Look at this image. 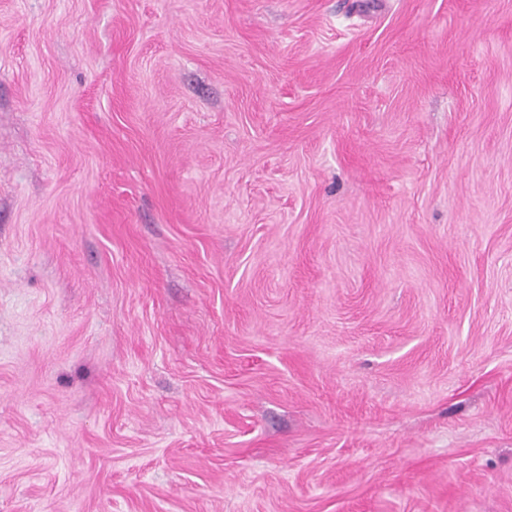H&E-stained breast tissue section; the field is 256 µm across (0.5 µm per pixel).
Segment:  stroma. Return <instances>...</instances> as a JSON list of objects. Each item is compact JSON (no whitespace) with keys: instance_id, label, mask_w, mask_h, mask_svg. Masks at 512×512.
<instances>
[{"instance_id":"35a3bbf8","label":"stroma","mask_w":512,"mask_h":512,"mask_svg":"<svg viewBox=\"0 0 512 512\" xmlns=\"http://www.w3.org/2000/svg\"><path fill=\"white\" fill-rule=\"evenodd\" d=\"M0 512H512V0H0Z\"/></svg>"}]
</instances>
